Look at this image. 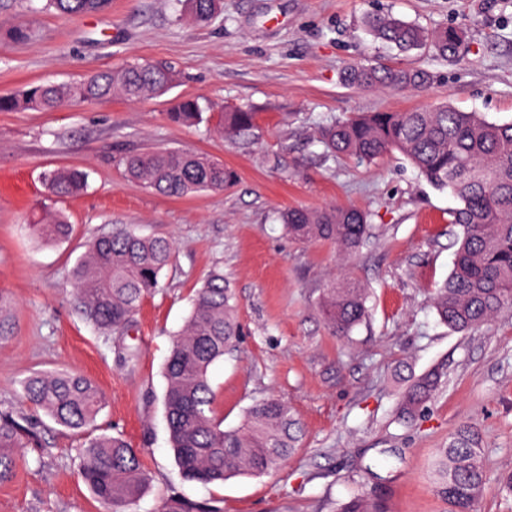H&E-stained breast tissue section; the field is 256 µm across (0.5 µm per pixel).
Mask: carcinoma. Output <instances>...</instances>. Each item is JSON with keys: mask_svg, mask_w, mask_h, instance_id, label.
Here are the masks:
<instances>
[{"mask_svg": "<svg viewBox=\"0 0 512 512\" xmlns=\"http://www.w3.org/2000/svg\"><path fill=\"white\" fill-rule=\"evenodd\" d=\"M195 22H208L223 0H189ZM110 0H44V8L79 16L105 11ZM365 26L374 39L408 52L429 45L444 57L454 56L463 31L444 27L429 32L391 14H374ZM33 31L24 24L0 29V40L22 42ZM345 82L358 89L421 88L430 81L423 69L351 64ZM177 72L162 62L126 64L100 70L77 80L34 83L17 95L0 96V112L52 110L67 102H99L114 95L130 101L160 96L174 87ZM196 99L180 101L169 119L192 124L201 119ZM258 113L230 109L220 116L226 139L248 134ZM326 152L372 163L395 151L437 189H448L461 207L450 223L462 227L448 279L437 289L433 305L439 320L465 333L512 310V123H493L477 112L450 106L402 112H363L320 131ZM127 178L169 197L196 191L222 192L236 181L234 171L208 156L187 149L134 153L122 159ZM49 193L64 199L87 187L88 174L70 167L44 173ZM288 235L300 242L331 241L353 255L369 232L368 216L339 206L312 211L290 208L281 216ZM30 228L45 241L71 237L73 225L64 214H46ZM173 243L165 237L118 230L92 240L71 271L80 313L100 333L128 327L142 301L160 288V276L170 264ZM367 289L342 278L323 290L319 309L336 336L347 338L369 316ZM10 301L0 293V342L10 332ZM241 333L235 293L224 273H209L192 299L186 324L174 340L163 377L164 408L171 448L184 478L218 484L239 475L261 476L276 469L297 447L301 429L286 403L276 397L247 408L242 424L226 430L215 412V393L208 369L235 349ZM441 363L417 378L400 396L398 420L415 419L446 385ZM21 399L42 410L53 423L84 436L80 473L100 503L112 512H135L150 483L141 452L123 434L99 433L96 418L105 405L104 394L78 373H35L21 382ZM39 420L14 410H0V483L15 475V450L33 441ZM436 488L449 512H475L486 491V476L478 434L473 428L457 431L448 447L436 450L433 461ZM338 512H380L355 486Z\"/></svg>", "mask_w": 512, "mask_h": 512, "instance_id": "cac0c4a2", "label": "carcinoma"}]
</instances>
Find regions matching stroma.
<instances>
[{
  "label": "stroma",
  "mask_w": 512,
  "mask_h": 512,
  "mask_svg": "<svg viewBox=\"0 0 512 512\" xmlns=\"http://www.w3.org/2000/svg\"><path fill=\"white\" fill-rule=\"evenodd\" d=\"M205 24L187 0H112L83 16L32 13L26 0H0V27L27 24L30 41L0 42V96L31 82L63 83L98 69L163 61L180 74L167 94L129 102H71L48 112H0V293L12 306L0 343V408L16 405L19 382L68 370L106 397L99 424L141 449L150 486L136 512H159L177 497L204 512H336L353 482L382 512H448L435 491L436 449L464 427L479 432L487 490L479 512H512L497 490L512 471V314L462 334L439 322L436 288L453 267L459 206L401 154L359 163L326 154L318 133L354 112L449 104L489 121L512 122V0H223ZM390 12L426 29L462 26L457 57L408 53L374 41L367 15ZM418 67V90H358L347 65ZM198 98L202 122L167 114ZM259 114L249 135L224 139L218 114ZM192 149L232 168L221 192L158 195L129 180L130 153ZM86 171L88 186L63 202L49 198L44 172ZM353 206L370 234L353 257L328 242L300 243L283 231V210ZM63 210L74 226L63 243L35 239L32 208ZM123 227L174 243L160 290L144 299L123 333L103 335L78 312L71 270L95 237ZM221 268L237 298L243 331L236 352L209 369L225 428L238 427L256 400L288 404L303 435L269 475L221 485L185 480L168 442L163 367L194 292ZM368 289L369 316L350 339L334 336L318 309L331 281ZM135 360H125L127 347ZM446 387L412 423L395 418L412 380L438 362ZM76 435L54 423L37 445L16 451V475L0 484V512H106L79 476Z\"/></svg>",
  "instance_id": "obj_1"
}]
</instances>
